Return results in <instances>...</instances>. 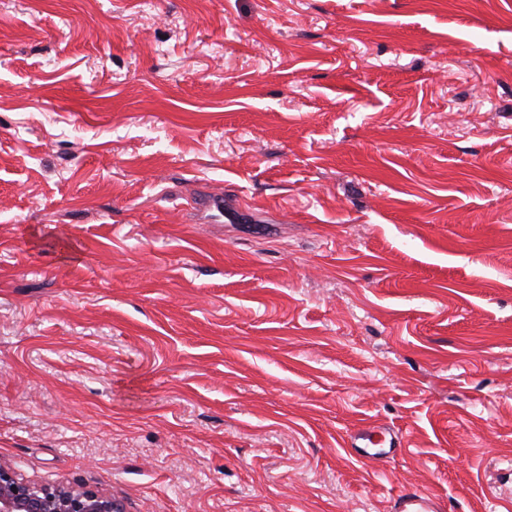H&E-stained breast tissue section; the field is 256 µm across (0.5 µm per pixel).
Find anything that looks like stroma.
I'll use <instances>...</instances> for the list:
<instances>
[{
    "label": "stroma",
    "instance_id": "35a3bbf8",
    "mask_svg": "<svg viewBox=\"0 0 512 512\" xmlns=\"http://www.w3.org/2000/svg\"><path fill=\"white\" fill-rule=\"evenodd\" d=\"M0 464L506 512L512 0H0ZM389 435V438L386 436ZM380 448L376 453H371L370 448ZM405 447L404 437L386 430L375 431L364 429L356 431L349 436L348 448L356 457L364 456H388L398 453ZM396 512H440L443 509L433 496L419 492L399 494L395 500Z\"/></svg>",
    "mask_w": 512,
    "mask_h": 512
}]
</instances>
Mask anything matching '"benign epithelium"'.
Wrapping results in <instances>:
<instances>
[{
    "instance_id": "7a95c632",
    "label": "benign epithelium",
    "mask_w": 512,
    "mask_h": 512,
    "mask_svg": "<svg viewBox=\"0 0 512 512\" xmlns=\"http://www.w3.org/2000/svg\"><path fill=\"white\" fill-rule=\"evenodd\" d=\"M0 512H123L112 498L85 488L27 481L0 465Z\"/></svg>"
}]
</instances>
